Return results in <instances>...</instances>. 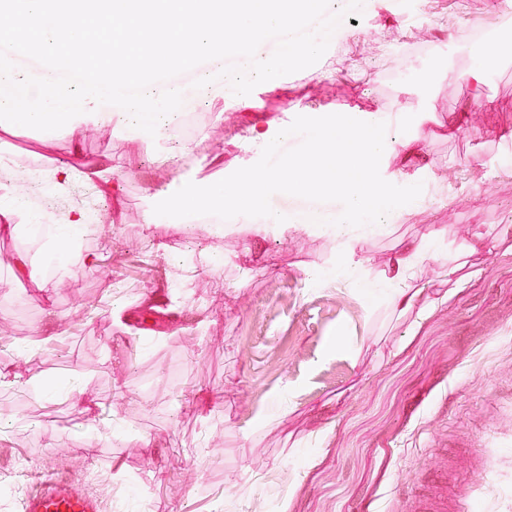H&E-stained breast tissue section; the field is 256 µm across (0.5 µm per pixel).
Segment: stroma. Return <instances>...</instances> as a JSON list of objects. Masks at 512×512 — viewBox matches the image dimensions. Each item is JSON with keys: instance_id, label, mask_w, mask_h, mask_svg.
I'll use <instances>...</instances> for the list:
<instances>
[{"instance_id": "obj_1", "label": "stroma", "mask_w": 512, "mask_h": 512, "mask_svg": "<svg viewBox=\"0 0 512 512\" xmlns=\"http://www.w3.org/2000/svg\"><path fill=\"white\" fill-rule=\"evenodd\" d=\"M379 2L355 24L377 46L356 32L299 62L276 42L275 91L198 95L208 120L180 173L123 128L77 150L0 130L17 167L106 176L76 186L101 205L79 250L0 232V512H22L42 477L82 482L100 512H392L443 456L472 480L464 512H512V60L477 84L482 53L464 45L512 28V0H426L413 29ZM408 44L446 65L388 91L376 64ZM328 110L395 116L381 172L423 185L402 219L346 228L359 273L331 272L338 231L319 219L337 203L274 195L290 224L259 236L244 216L218 240L205 216L146 223L149 196L254 164L240 134L256 118ZM476 233L485 249L447 275ZM410 241L431 252L416 281L430 300L396 309L391 261Z\"/></svg>"}]
</instances>
